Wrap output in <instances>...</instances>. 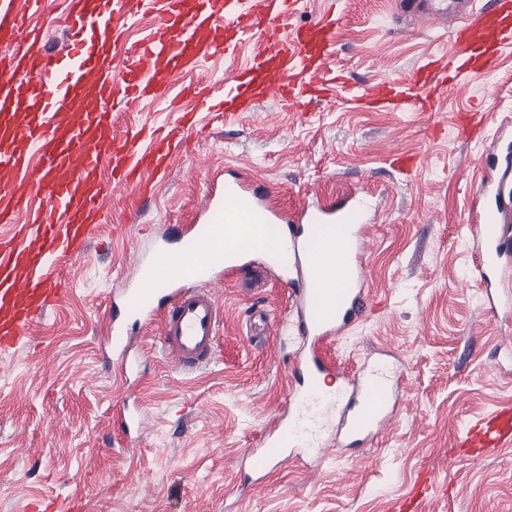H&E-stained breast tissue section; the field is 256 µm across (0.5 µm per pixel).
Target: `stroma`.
Instances as JSON below:
<instances>
[{
    "instance_id": "stroma-1",
    "label": "stroma",
    "mask_w": 512,
    "mask_h": 512,
    "mask_svg": "<svg viewBox=\"0 0 512 512\" xmlns=\"http://www.w3.org/2000/svg\"><path fill=\"white\" fill-rule=\"evenodd\" d=\"M336 72L361 83L407 74L448 48V27L400 0H340ZM484 112L481 138H460L458 115ZM164 101L116 108L112 133L177 124ZM512 120V49L438 114L371 112L340 102L286 112L271 101L227 118L197 115L201 132L174 151L154 193L124 211L129 189L108 201L109 220L70 268L71 292L30 341L0 358V512H51L79 498L86 512H388L421 473L435 477L421 512H512V447L471 457L453 448L465 424L512 406V334L486 310L475 271L472 179L484 170L497 126ZM395 154L420 156L410 178ZM232 173L262 185L291 213L317 193L331 204L377 206L363 265L368 303L321 351L338 371L389 351L406 373L402 398L372 442L323 461L275 458L254 472L260 447L288 410L303 348L278 325L295 319L293 284L266 275L239 288L223 270L216 358L184 374L161 356L159 323L133 331L139 367L116 377L107 335L112 297L128 288L132 257L180 247L205 195ZM143 410L123 438L118 417Z\"/></svg>"
}]
</instances>
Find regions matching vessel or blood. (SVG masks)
<instances>
[{
    "mask_svg": "<svg viewBox=\"0 0 512 512\" xmlns=\"http://www.w3.org/2000/svg\"><path fill=\"white\" fill-rule=\"evenodd\" d=\"M465 2L448 51L428 64V81L420 85L406 76L355 85L337 82L332 68L335 14L284 30L282 18L299 13L304 0H64L67 41L56 53L46 37L55 21L50 0H0V43L13 48L0 57V355L15 351L68 296L59 259L84 255L105 221L102 203L109 191L135 183L151 193L166 166L170 139L144 150L138 134L113 136V100L137 106L183 74L203 71L210 56H233L238 43L248 41L254 46L251 65L226 74L219 102L199 95L207 111L231 115L272 100L299 112L326 99L337 82L359 104L431 112L448 91H468L494 69L497 53L512 46V14L502 0L488 8L478 0ZM141 9L157 15L155 33L136 44L120 43L119 31ZM119 53L125 66L117 76L113 62ZM449 68L454 78L448 82L441 74ZM37 192L44 206L30 223H19ZM475 195L484 202L473 227L476 271L487 288L488 312L511 327L512 300L494 288L499 271L512 264V166L487 165ZM371 219L354 197L329 205L315 198L290 218L250 182L228 178L223 193L208 196L201 223L185 234L200 273L173 274L162 288L125 291L121 297L139 321H160L164 350L178 369L187 374L203 369L217 344L219 308L210 283L221 268V251L252 264L259 226L287 225L290 257L284 270L303 282L296 295L297 331L310 345L308 357L298 363L301 385L290 403L292 421L302 432L288 439L314 443L321 420L335 412L345 438L360 444L377 435L387 419L396 400L394 384L377 369L359 371L331 395L318 393L310 381L333 373L321 346L361 313ZM320 224L351 227L347 276L353 285L334 300L322 273L308 263V246ZM159 297L168 302L162 312L155 304ZM509 444L511 407L468 424L458 442L477 456Z\"/></svg>",
    "mask_w": 512,
    "mask_h": 512,
    "instance_id": "1",
    "label": "vessel or blood"
}]
</instances>
